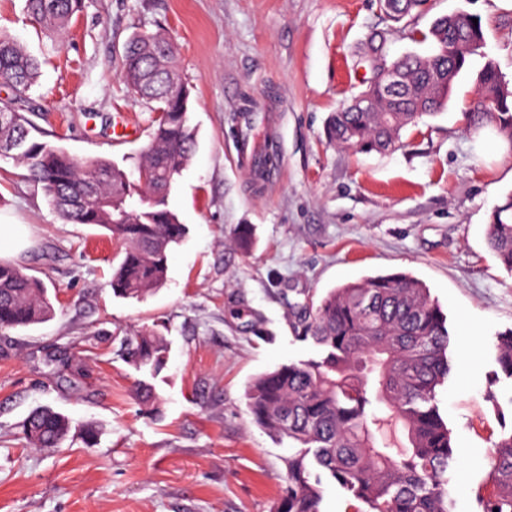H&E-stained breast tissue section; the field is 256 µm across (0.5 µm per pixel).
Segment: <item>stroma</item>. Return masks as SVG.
I'll return each mask as SVG.
<instances>
[{
	"label": "stroma",
	"mask_w": 512,
	"mask_h": 512,
	"mask_svg": "<svg viewBox=\"0 0 512 512\" xmlns=\"http://www.w3.org/2000/svg\"><path fill=\"white\" fill-rule=\"evenodd\" d=\"M457 10L482 22L484 56L458 74L443 114L423 118L395 151L331 144L326 119L359 89L355 63L370 30L390 57L431 53L413 38ZM0 29L41 62L26 113L46 141L138 172L154 112L120 78L129 36L165 33L191 89L196 150L169 196L185 224L165 285L145 301L115 297L123 257L104 230L62 222L26 167L0 156V221L25 225L14 264L45 282L53 317L0 329V512H273L286 484L287 444L251 418L250 382L318 357L295 326L310 302L344 283L406 272L448 318L450 379L437 390L458 455L456 512H476L491 443L512 427V381L496 362L512 330V276L487 244L491 210L512 192V153L472 139L463 115L476 74L493 59L512 80V0H430L420 19L385 20L376 0H84L63 41L47 37L24 0H0ZM256 113L255 145L273 139L274 175L256 183L238 160L239 115ZM251 229L241 252L236 228ZM159 330L169 344L155 408L133 389L144 374L125 340ZM477 346L460 348L468 331ZM98 440L37 449L21 424L39 406Z\"/></svg>",
	"instance_id": "obj_1"
}]
</instances>
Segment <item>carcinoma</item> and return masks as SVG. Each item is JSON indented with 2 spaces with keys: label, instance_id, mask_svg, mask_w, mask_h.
I'll return each mask as SVG.
<instances>
[{
  "label": "carcinoma",
  "instance_id": "1",
  "mask_svg": "<svg viewBox=\"0 0 512 512\" xmlns=\"http://www.w3.org/2000/svg\"><path fill=\"white\" fill-rule=\"evenodd\" d=\"M423 0H395L386 17L399 23ZM83 0H25V10L50 33L62 36ZM456 12L436 18L428 31V56L407 54L388 61L409 75L396 91L366 79L357 96L375 102L371 110L349 102L333 112L326 127L330 142L361 153H385L401 146V132L447 106L452 84L474 55H484L482 24ZM40 64L14 37L0 31V156L13 154L29 171L65 222L106 230L124 246L112 274V293L142 300L167 278L168 252L185 226L167 207L176 177L190 162L196 136L188 125L189 91L176 68L174 47L161 32L142 31L126 44L121 78L128 90L159 113L137 170L139 187L118 165L101 157L77 158L36 139L24 115ZM477 108L466 114L478 138L488 130L512 150V82L489 59L477 73ZM488 245L512 274V193L493 207ZM53 316L48 288L39 278L0 262V328H28ZM302 339L321 347L318 359L284 364L259 375L248 391L253 420L292 453L287 483L275 512H319L323 479L349 496L351 512H454L448 470L456 460L451 433L436 402L448 379L447 318L419 279L394 273L347 282L310 307ZM497 362L512 379V330L499 335ZM140 370L157 376L166 366L167 340L154 330L126 343ZM141 404L158 400L155 387L140 382ZM63 414L34 409L22 433L35 448H56L69 436ZM486 486L471 490L479 512H512V431L492 443Z\"/></svg>",
  "mask_w": 512,
  "mask_h": 512
}]
</instances>
